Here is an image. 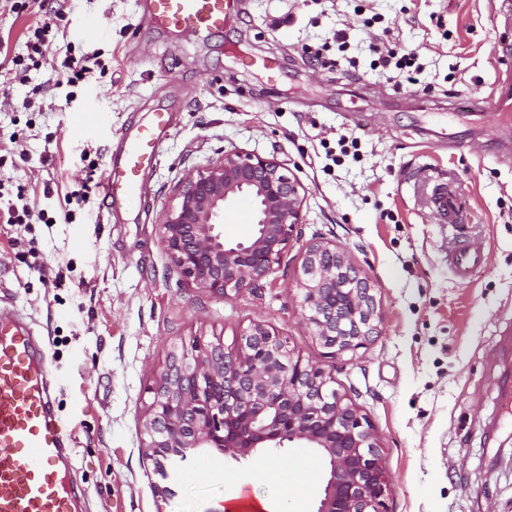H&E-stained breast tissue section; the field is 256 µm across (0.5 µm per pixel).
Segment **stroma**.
<instances>
[{"mask_svg": "<svg viewBox=\"0 0 512 512\" xmlns=\"http://www.w3.org/2000/svg\"><path fill=\"white\" fill-rule=\"evenodd\" d=\"M499 0H243L223 31L186 39L152 24L139 0H67L68 41L112 56V84L74 95L55 88L62 53L11 86L17 102L44 85L31 110L0 108V189L24 186L50 224L0 214V311H20L48 353L55 410L74 443L68 476L83 512H222L243 490L275 512H316L322 477L303 504L285 498L289 470L316 464L290 443L236 461L209 450L156 463L141 441L151 390L171 353L194 337L233 348L253 323L275 329L302 358L322 349L297 302L293 272L321 237L347 252L375 284L380 333L337 362L336 388L369 417L391 486L387 512H512V16ZM383 15L386 44L415 51L419 82L398 85L373 69L366 18ZM101 18L86 30L88 16ZM348 28L346 50L331 40ZM242 53L226 54L229 44ZM353 63L328 72L309 49ZM269 57L276 77L250 67ZM32 96V95H31ZM493 98L494 112H452L455 101ZM100 111L74 135L89 100ZM173 113L144 195L98 220L66 222L60 192L89 165L106 173L122 132L155 109ZM356 140L358 156L341 153ZM239 149L285 164L304 188L302 234L256 290L202 293L171 268L159 223L184 171ZM339 164H328V157ZM459 189L470 241L484 266L455 278L456 248L433 213L437 184ZM52 195H44L45 187Z\"/></svg>", "mask_w": 512, "mask_h": 512, "instance_id": "obj_1", "label": "stroma"}]
</instances>
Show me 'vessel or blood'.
<instances>
[{"instance_id": "vessel-or-blood-1", "label": "vessel or blood", "mask_w": 512, "mask_h": 512, "mask_svg": "<svg viewBox=\"0 0 512 512\" xmlns=\"http://www.w3.org/2000/svg\"><path fill=\"white\" fill-rule=\"evenodd\" d=\"M236 0H148L152 22L194 38L224 27ZM170 126L168 113L124 135L111 159L104 185L109 209H119L142 189V179ZM460 193L439 187L432 197L436 215L456 216ZM482 248L461 243L453 257L459 279L485 262ZM49 374L39 340L22 321L0 317V512H78L63 463L74 443L53 411Z\"/></svg>"}]
</instances>
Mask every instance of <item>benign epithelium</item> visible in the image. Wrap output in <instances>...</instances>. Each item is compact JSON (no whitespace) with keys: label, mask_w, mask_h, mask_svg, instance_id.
<instances>
[{"label":"benign epithelium","mask_w":512,"mask_h":512,"mask_svg":"<svg viewBox=\"0 0 512 512\" xmlns=\"http://www.w3.org/2000/svg\"><path fill=\"white\" fill-rule=\"evenodd\" d=\"M302 191L283 164L256 153L226 151L186 172L160 224L172 266L212 295L257 287L302 223ZM242 200L254 207V230L245 241H230L220 218ZM301 272L299 304L327 357L354 355L371 342L380 323L373 285L347 253L312 243ZM334 383L330 371L304 361L262 323L230 350L196 339L153 388L142 444L162 461L209 449L240 459L299 443L327 460L316 512H386L391 479L379 439Z\"/></svg>","instance_id":"obj_1"}]
</instances>
